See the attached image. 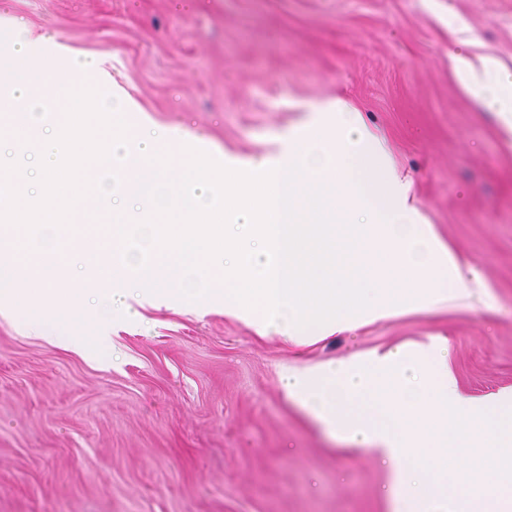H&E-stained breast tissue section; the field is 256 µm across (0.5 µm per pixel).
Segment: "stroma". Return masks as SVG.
<instances>
[{"label":"stroma","instance_id":"1","mask_svg":"<svg viewBox=\"0 0 512 512\" xmlns=\"http://www.w3.org/2000/svg\"><path fill=\"white\" fill-rule=\"evenodd\" d=\"M95 62L136 124L276 162L309 105L348 99L432 234L487 290L297 346L216 308L140 305L88 359L0 303V512H394V468L313 421L284 370L443 341L473 399L512 394V134L455 57L512 71V0H0Z\"/></svg>","mask_w":512,"mask_h":512}]
</instances>
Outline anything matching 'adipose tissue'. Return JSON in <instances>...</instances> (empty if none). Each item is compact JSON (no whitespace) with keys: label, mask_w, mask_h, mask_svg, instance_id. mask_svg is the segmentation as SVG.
<instances>
[{"label":"adipose tissue","mask_w":512,"mask_h":512,"mask_svg":"<svg viewBox=\"0 0 512 512\" xmlns=\"http://www.w3.org/2000/svg\"><path fill=\"white\" fill-rule=\"evenodd\" d=\"M458 77L485 109L498 113L512 129V72L501 69L492 58L477 66L463 59L459 62Z\"/></svg>","instance_id":"ef3b65f1"}]
</instances>
